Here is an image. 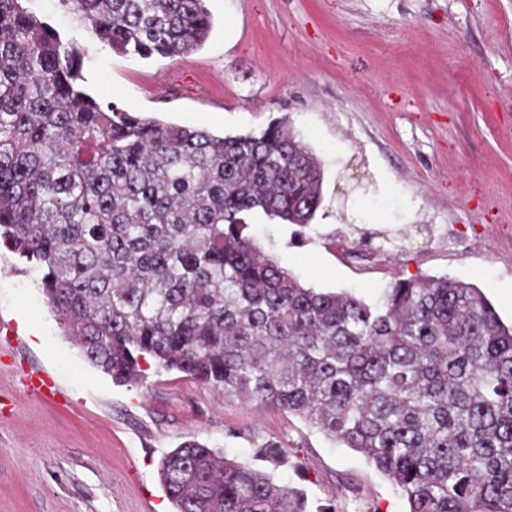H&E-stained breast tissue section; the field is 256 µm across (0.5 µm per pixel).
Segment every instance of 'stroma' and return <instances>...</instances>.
I'll use <instances>...</instances> for the list:
<instances>
[{
    "mask_svg": "<svg viewBox=\"0 0 512 512\" xmlns=\"http://www.w3.org/2000/svg\"><path fill=\"white\" fill-rule=\"evenodd\" d=\"M213 29L176 58L102 48L27 0L84 48L86 90L140 115L216 134L277 118L320 161L308 228L258 215L250 231L304 286L376 300L394 277L460 279L512 322V0H207ZM430 232L357 258L363 231ZM0 250V512H172L162 456L196 438L303 492L308 512H408L373 465L299 417L259 410L148 367L114 385L80 354L33 276ZM48 376L56 394L22 382ZM273 444L277 467L256 459Z\"/></svg>",
    "mask_w": 512,
    "mask_h": 512,
    "instance_id": "1",
    "label": "stroma"
}]
</instances>
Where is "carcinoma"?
I'll return each mask as SVG.
<instances>
[{
    "mask_svg": "<svg viewBox=\"0 0 512 512\" xmlns=\"http://www.w3.org/2000/svg\"><path fill=\"white\" fill-rule=\"evenodd\" d=\"M25 0H0V242L84 359L142 364L296 415L360 453L409 512H512V325L449 278H395L369 304L304 286L248 232L306 228L323 173L287 121L216 135L107 105L81 54ZM115 52L200 47L207 0H55ZM428 226L396 237L416 243ZM159 479L175 512H307L303 493L195 440Z\"/></svg>",
    "mask_w": 512,
    "mask_h": 512,
    "instance_id": "1",
    "label": "carcinoma"
}]
</instances>
